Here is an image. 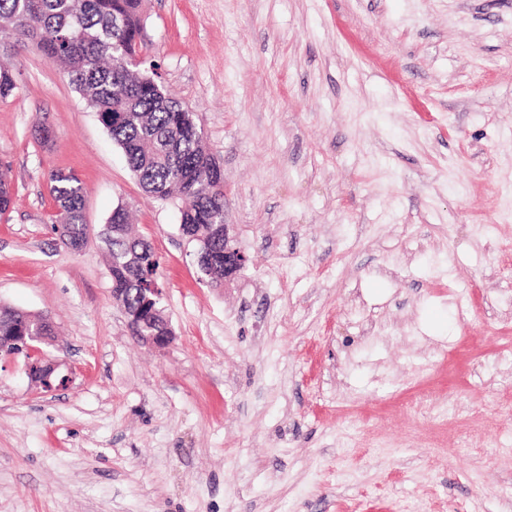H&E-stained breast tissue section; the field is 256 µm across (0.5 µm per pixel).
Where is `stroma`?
Segmentation results:
<instances>
[{"label": "stroma", "mask_w": 512, "mask_h": 512, "mask_svg": "<svg viewBox=\"0 0 512 512\" xmlns=\"http://www.w3.org/2000/svg\"><path fill=\"white\" fill-rule=\"evenodd\" d=\"M247 257L215 288L36 43L0 99V304L74 370L0 357V512H512V0H143ZM49 128V142L38 139ZM75 173L91 236L52 228ZM124 206L175 334L132 335ZM1 309L2 314L9 317L8 321L17 325L23 322L31 324L42 321L34 328L30 326H17L13 328V332L17 336L4 332L0 326V342L4 338L18 344H23L21 352L6 353L5 356L23 355L28 378L37 388L51 391L56 386L68 384L71 377L68 372L65 373L63 371V366L66 365V362L49 358L40 347V345H51L54 341V336H52L53 325L50 318H44L46 315H33L9 307H1L0 314Z\"/></svg>", "instance_id": "1"}]
</instances>
